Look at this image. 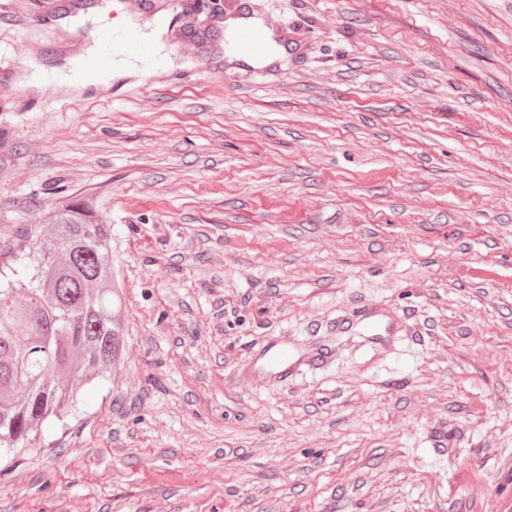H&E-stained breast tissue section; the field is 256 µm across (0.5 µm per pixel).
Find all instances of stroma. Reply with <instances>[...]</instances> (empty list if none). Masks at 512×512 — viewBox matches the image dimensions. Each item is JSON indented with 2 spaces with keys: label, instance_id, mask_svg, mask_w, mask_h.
I'll return each instance as SVG.
<instances>
[{
  "label": "stroma",
  "instance_id": "obj_1",
  "mask_svg": "<svg viewBox=\"0 0 512 512\" xmlns=\"http://www.w3.org/2000/svg\"><path fill=\"white\" fill-rule=\"evenodd\" d=\"M0 0V250L74 201L112 227L126 337L0 458V512H488L512 500V0H253L257 78L167 0ZM167 62L18 84L89 33ZM367 303L410 337L367 340ZM274 336L319 370L227 385ZM252 21H256L252 19ZM274 33V27L267 19H261L253 23H247L238 31L236 47L251 58H263L268 54L269 42ZM279 53L272 48L266 63L273 62L279 57Z\"/></svg>",
  "mask_w": 512,
  "mask_h": 512
}]
</instances>
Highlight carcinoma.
I'll return each mask as SVG.
<instances>
[{
  "mask_svg": "<svg viewBox=\"0 0 512 512\" xmlns=\"http://www.w3.org/2000/svg\"><path fill=\"white\" fill-rule=\"evenodd\" d=\"M28 236L32 248L0 267V457L76 410L79 391L123 346L109 225L76 203Z\"/></svg>",
  "mask_w": 512,
  "mask_h": 512,
  "instance_id": "1",
  "label": "carcinoma"
}]
</instances>
